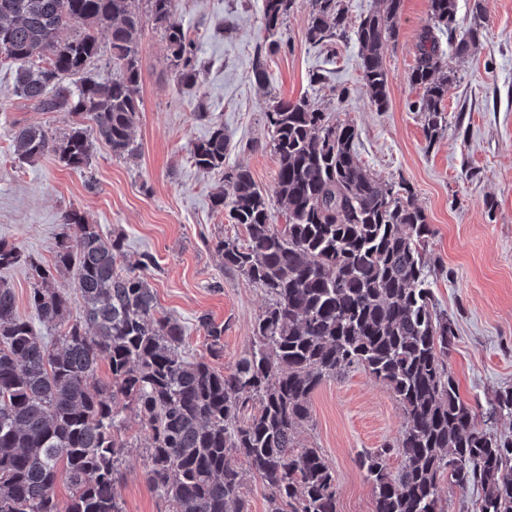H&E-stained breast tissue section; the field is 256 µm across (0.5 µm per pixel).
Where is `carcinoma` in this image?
I'll return each instance as SVG.
<instances>
[{
	"instance_id": "obj_1",
	"label": "carcinoma",
	"mask_w": 512,
	"mask_h": 512,
	"mask_svg": "<svg viewBox=\"0 0 512 512\" xmlns=\"http://www.w3.org/2000/svg\"><path fill=\"white\" fill-rule=\"evenodd\" d=\"M161 31L178 84L198 85L201 64L193 40L175 20V0H0V53L18 65L16 94L37 112H69L77 121L55 134L41 125L12 131L18 160L52 154L64 166L89 164V132L116 157H132L141 112L138 59L143 14ZM296 0H262L269 46L281 42ZM457 0H428L433 25L424 29L410 80L422 90L434 140L446 116L448 59L437 33L453 31ZM354 31L366 92L377 110L388 104L382 48L396 36L403 0H378ZM112 49V76L92 75L97 31ZM475 24L450 41L468 55ZM349 33L342 0H309L307 39L328 42ZM92 122L87 129L84 120ZM277 162L275 193L286 209L279 228L268 197L250 171L224 174L215 206L243 226V243L219 240L224 267L246 274L270 297L254 326L251 348L227 373L182 352L185 327L157 315L145 271L123 273L119 236H102L85 216L65 214L53 261L22 260L0 240V270L23 263L48 340L16 313L0 284V512H123L118 493L122 409L127 399L144 422L148 480L167 512H247L239 461L270 489L268 512H337L336 478L317 448L300 447L295 430L309 418L314 391L345 367L361 365L401 404L405 426L396 448L357 459L374 493V512H445L442 479L460 489L479 485V512H512V438L482 426L512 417V387L483 411L463 400L447 371L454 321L437 310L425 247L432 235L410 187L371 175L355 149L356 129L308 100L277 101L264 113ZM228 139L213 126L191 155L204 172L224 168ZM75 272V294L55 286ZM81 312L71 315L73 297ZM212 358L224 355V327L199 318ZM107 364L110 379L97 378ZM401 458L392 472L391 454ZM72 489L56 497L59 477Z\"/></svg>"
}]
</instances>
